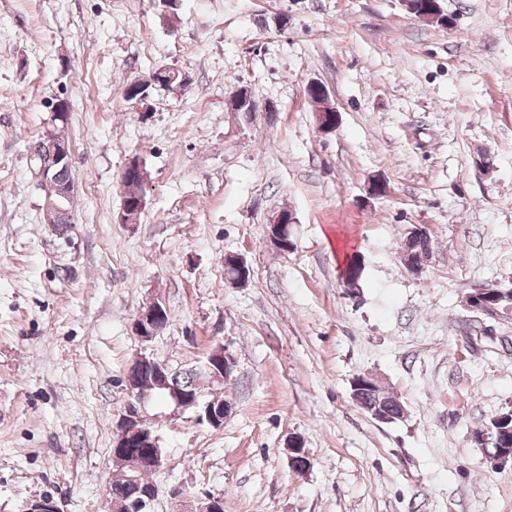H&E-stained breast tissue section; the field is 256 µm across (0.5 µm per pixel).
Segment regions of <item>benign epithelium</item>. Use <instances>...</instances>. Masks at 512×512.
Segmentation results:
<instances>
[{"label":"benign epithelium","instance_id":"1","mask_svg":"<svg viewBox=\"0 0 512 512\" xmlns=\"http://www.w3.org/2000/svg\"><path fill=\"white\" fill-rule=\"evenodd\" d=\"M227 106L232 112H243L250 116L258 112L256 103L246 92L232 95ZM35 153L39 160L38 177L45 191V223L61 234L66 226L61 224L59 201L69 198L75 192L74 181L59 176L60 172L71 168V146L68 141L55 139L48 133L38 144ZM147 182L141 161L130 158L121 176L122 195L125 199L121 218L124 223H137L145 209ZM470 297L469 308L483 317L495 322L512 323V305L499 306L502 299L512 298V285L480 288ZM168 315L166 304L158 298L153 300L134 321L133 334L146 342L154 339L167 326ZM205 367L212 381L222 384L234 376L237 361L224 344L219 342L210 350ZM124 383L128 398L115 423L112 465L116 470L128 474L130 480L136 483L144 474L159 470L165 461L160 438L154 428L146 424L145 412L153 394L169 388L168 364L153 356L141 354L128 368ZM382 388L380 380H368L359 375L351 381V398L360 406L364 392H378ZM368 410L372 418L384 423L401 420L406 415V408L399 400L394 403L377 400L368 406ZM186 411L194 412L196 421L219 430L233 414L234 407L216 392L211 393V398L205 399L199 392L188 391L175 396L173 415ZM480 442L486 458L492 464L512 463V450L506 451L496 446L497 438L492 429L484 430ZM287 450L289 466L293 471L303 472L310 467L308 451L303 448L300 438H289ZM174 497L182 502L183 512H224V502L218 496L191 495L181 490L174 493ZM26 512H60V508L53 497L43 496L32 500Z\"/></svg>","mask_w":512,"mask_h":512}]
</instances>
